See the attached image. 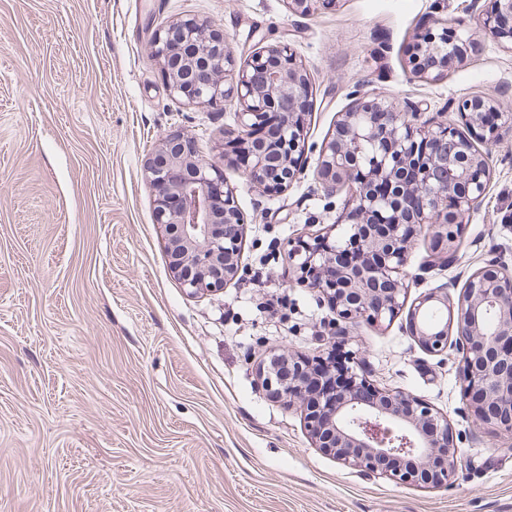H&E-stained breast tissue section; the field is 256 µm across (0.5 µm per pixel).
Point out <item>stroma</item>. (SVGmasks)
Returning a JSON list of instances; mask_svg holds the SVG:
<instances>
[{"label": "stroma", "instance_id": "stroma-1", "mask_svg": "<svg viewBox=\"0 0 512 512\" xmlns=\"http://www.w3.org/2000/svg\"><path fill=\"white\" fill-rule=\"evenodd\" d=\"M444 15L473 48L441 81L409 78L407 49ZM194 18L238 58L287 44L312 94L303 171L264 194L224 178L247 219L241 268L222 293L192 295L170 270L143 163L165 137L207 160L235 104L174 98L152 32ZM418 103L427 116L482 95L512 103V45L490 38L472 0H338L300 15L286 0H0V512H512V437L476 424L456 348L433 356L408 312L349 328L288 275L286 241L328 230L317 158L355 92ZM483 200L457 228L452 264L401 277L405 302L512 266V134L491 148ZM353 352L370 379L431 401L459 436L447 486L366 476L315 448L298 406L257 379L271 350Z\"/></svg>", "mask_w": 512, "mask_h": 512}]
</instances>
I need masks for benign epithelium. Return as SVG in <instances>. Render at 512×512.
Returning <instances> with one entry per match:
<instances>
[{
    "instance_id": "1",
    "label": "benign epithelium",
    "mask_w": 512,
    "mask_h": 512,
    "mask_svg": "<svg viewBox=\"0 0 512 512\" xmlns=\"http://www.w3.org/2000/svg\"><path fill=\"white\" fill-rule=\"evenodd\" d=\"M483 28L512 43V0H488ZM334 0H288L308 14ZM153 56L173 97L187 104L238 107V130H224V164L239 170L262 192L281 193L302 171L307 143L306 102L310 75L287 46L268 44L239 61L224 32L196 19H177L157 29ZM471 42L440 18L419 37L409 56L411 77L436 82L463 61ZM290 107L279 108L282 99ZM464 131L442 120H421L382 96L361 98L336 123L320 149L317 168L326 194L349 189L327 231L289 244V272L319 293L351 325L392 321L404 305L400 277L409 249L426 224L447 227L485 196L491 179L489 151L512 131L503 103L474 95L457 106ZM156 223L164 228L171 270L191 294L223 292L239 272L245 219L218 165L203 158L195 140L167 136L143 163ZM420 200L403 210L404 194ZM454 234L438 231L433 250L453 262ZM434 307L437 324L423 320ZM409 333L431 355L454 343L462 352V396L473 421L486 420L512 434V273L487 265L467 280L457 299L448 286L434 288L409 310ZM347 354L350 387H331L336 369L322 359L271 354L259 366L261 386L297 403L315 447L346 466L396 484L439 488L457 459L456 433L448 416L424 398L393 391L357 373Z\"/></svg>"
}]
</instances>
